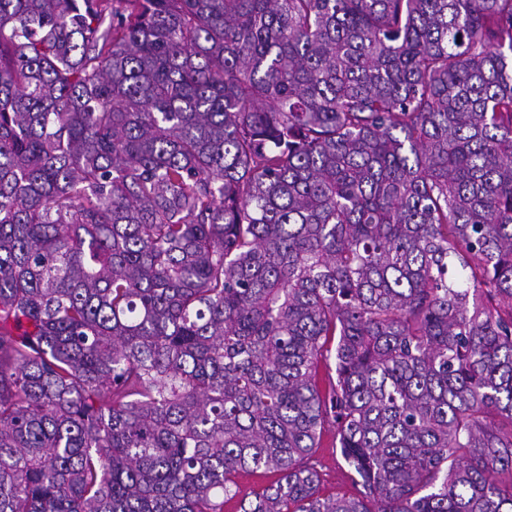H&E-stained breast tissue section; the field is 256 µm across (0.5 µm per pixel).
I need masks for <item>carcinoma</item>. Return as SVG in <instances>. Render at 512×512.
I'll use <instances>...</instances> for the list:
<instances>
[{
  "label": "carcinoma",
  "instance_id": "carcinoma-1",
  "mask_svg": "<svg viewBox=\"0 0 512 512\" xmlns=\"http://www.w3.org/2000/svg\"><path fill=\"white\" fill-rule=\"evenodd\" d=\"M261 469L512 512V0H0V512ZM314 457L318 459L320 488L323 495L336 496L337 493L349 496L359 495L360 486L354 482L352 473L342 459L339 449H336L331 431L324 432Z\"/></svg>",
  "mask_w": 512,
  "mask_h": 512
}]
</instances>
